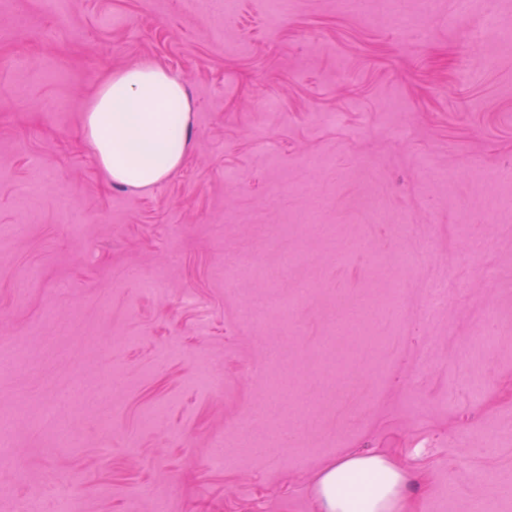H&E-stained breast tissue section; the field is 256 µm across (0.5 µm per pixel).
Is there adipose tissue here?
I'll return each instance as SVG.
<instances>
[{
  "instance_id": "1",
  "label": "adipose tissue",
  "mask_w": 512,
  "mask_h": 512,
  "mask_svg": "<svg viewBox=\"0 0 512 512\" xmlns=\"http://www.w3.org/2000/svg\"><path fill=\"white\" fill-rule=\"evenodd\" d=\"M191 104L183 84L151 64L104 82L82 132L114 184L147 188L177 170L191 144ZM406 470L375 454L332 462L314 485L316 512H404Z\"/></svg>"
}]
</instances>
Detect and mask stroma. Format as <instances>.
<instances>
[{"instance_id": "1", "label": "stroma", "mask_w": 512, "mask_h": 512, "mask_svg": "<svg viewBox=\"0 0 512 512\" xmlns=\"http://www.w3.org/2000/svg\"><path fill=\"white\" fill-rule=\"evenodd\" d=\"M455 2L395 27L385 0H293L275 23L268 0H0V512H56L61 488L71 512H315L354 452L415 474L407 512H512V55L485 61ZM142 60L184 84L193 130L136 189L82 116ZM242 258L265 276L226 284ZM302 291L291 327L243 313ZM355 301L365 330L324 375Z\"/></svg>"}]
</instances>
